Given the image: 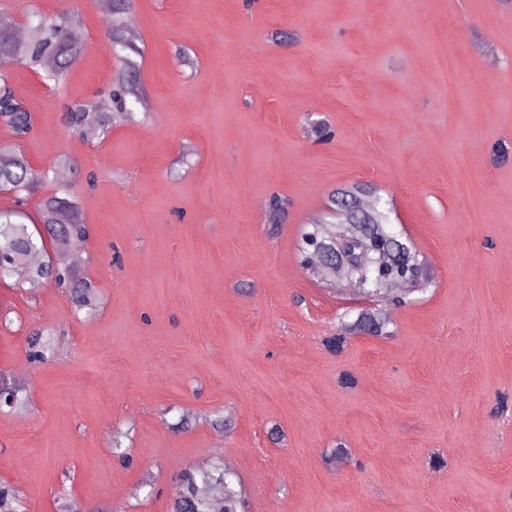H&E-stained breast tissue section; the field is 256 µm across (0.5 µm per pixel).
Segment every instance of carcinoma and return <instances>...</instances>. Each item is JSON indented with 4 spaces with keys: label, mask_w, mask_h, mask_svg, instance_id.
Returning a JSON list of instances; mask_svg holds the SVG:
<instances>
[{
    "label": "carcinoma",
    "mask_w": 512,
    "mask_h": 512,
    "mask_svg": "<svg viewBox=\"0 0 512 512\" xmlns=\"http://www.w3.org/2000/svg\"><path fill=\"white\" fill-rule=\"evenodd\" d=\"M78 15L64 10L52 16L29 15L26 38H15L11 19L0 14V125L6 127L13 138L21 141L33 129V116L16 98L10 70L21 65L42 71L46 82L59 84L79 57L78 46L72 42L70 31ZM107 34L115 49L119 66L109 92V105L99 113L95 125L86 122L88 105L74 103L67 107L70 128L86 139L102 140L112 131L117 118H130L135 105L143 102L139 88L138 69L132 56L140 54L137 32L125 21L107 22ZM49 173L34 169L27 157L14 145L0 147V185L14 191L16 202L23 205L33 191L48 182ZM359 197L351 192L336 199V208L325 217L303 227L299 246L317 242L326 247L346 251L345 226L337 221L353 211L358 220L368 225L367 233L375 235L380 249H392L398 236L389 223L388 216L379 207L363 216L357 213ZM90 235V226L82 220L79 208L71 198L69 188L58 184L53 193L39 204L38 220L18 209L0 210V281L14 280L15 285L47 282L56 288L71 291L73 303L89 312L98 304L97 290L91 279L70 273L71 265L62 260L70 244ZM56 255V266L48 264V252ZM42 260L32 261L35 256ZM42 333L36 331L29 340V359L44 362L52 355V347L41 341ZM216 483L224 484V508L221 512H241L242 500L235 489L231 475L224 465L215 463L211 468L186 476L179 497L180 512H194L206 505L204 492Z\"/></svg>",
    "instance_id": "1"
}]
</instances>
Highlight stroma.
I'll use <instances>...</instances> for the list:
<instances>
[{"label": "stroma", "mask_w": 512, "mask_h": 512, "mask_svg": "<svg viewBox=\"0 0 512 512\" xmlns=\"http://www.w3.org/2000/svg\"><path fill=\"white\" fill-rule=\"evenodd\" d=\"M70 1L65 82H11L30 164L75 163L101 305L0 282V374L27 397L0 408V486L27 512H175L220 459L249 512H512V0H134L145 101L100 143L66 124L116 70L97 0L0 11ZM350 185L426 265L402 304L298 254ZM378 308L388 335L342 333Z\"/></svg>", "instance_id": "35a3bbf8"}]
</instances>
